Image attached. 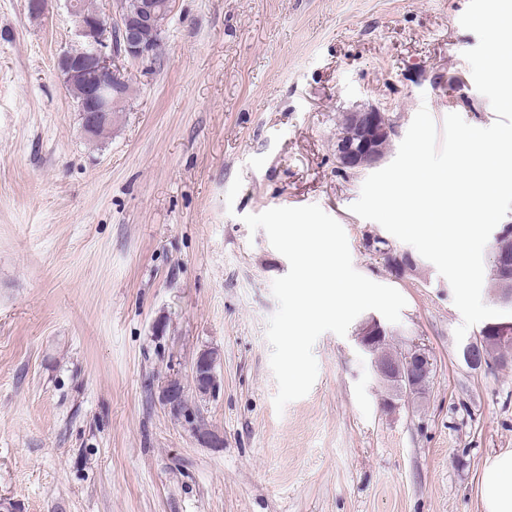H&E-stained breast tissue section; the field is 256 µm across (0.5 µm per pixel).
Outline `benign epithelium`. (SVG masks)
Here are the masks:
<instances>
[{
    "instance_id": "obj_1",
    "label": "benign epithelium",
    "mask_w": 512,
    "mask_h": 512,
    "mask_svg": "<svg viewBox=\"0 0 512 512\" xmlns=\"http://www.w3.org/2000/svg\"><path fill=\"white\" fill-rule=\"evenodd\" d=\"M67 7L75 20L76 35L82 49L78 56L69 51L62 53L57 67L64 82L83 89L81 128L85 132L111 111L112 91L126 82L120 59L145 60L151 56L142 31L154 25L159 13L171 10V0H141L136 13L119 16L111 37L103 33L108 27L105 17L80 14L77 0H67ZM394 134V126L387 121L380 107L369 105L350 112L347 130L341 135L336 152L337 164L341 167L360 164L370 167L380 163L385 154L380 152L378 143L392 138ZM396 262L402 277L421 273L419 261L409 252L398 255ZM388 335L392 336L394 332L371 318L360 328L358 343L369 357L377 379L388 382L395 389L394 398L385 403L392 408L398 400L420 398L430 391L433 361L429 351L418 343L407 347L401 357L379 351L377 344ZM511 336L512 322L491 323L482 334L461 347L460 356L470 368L480 369L493 361L491 341H504ZM221 359V352L215 348H203L197 353L191 376L199 395H211L219 389L217 366ZM184 394L185 388L180 379L172 377L160 387L159 399L172 416L192 420L196 417V410L185 404ZM194 436L205 448L224 447V436L212 429L197 427Z\"/></svg>"
}]
</instances>
